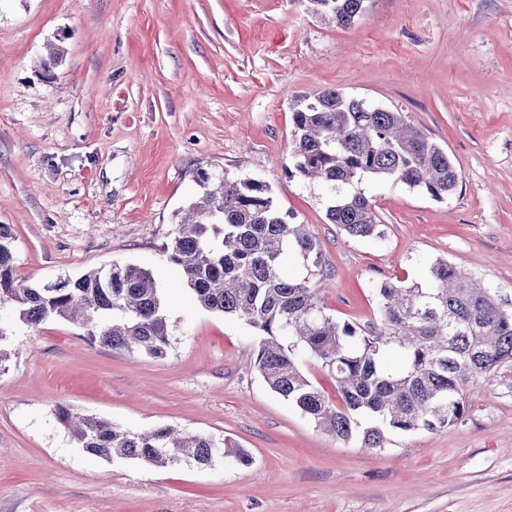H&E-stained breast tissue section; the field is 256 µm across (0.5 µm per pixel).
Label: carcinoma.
Returning a JSON list of instances; mask_svg holds the SVG:
<instances>
[{
  "label": "carcinoma",
  "instance_id": "carcinoma-1",
  "mask_svg": "<svg viewBox=\"0 0 512 512\" xmlns=\"http://www.w3.org/2000/svg\"><path fill=\"white\" fill-rule=\"evenodd\" d=\"M313 17L347 29L367 0H304ZM285 173L319 182L333 200L327 219L352 238L383 241L370 200L342 187L394 180L432 199L448 198L459 173L444 150L403 113L371 107L338 89L301 95L291 105ZM198 193L163 248V256L205 309L244 322L259 337L255 366L267 387L321 431L381 449L387 434L446 428L465 415L470 382L512 363V312L483 282L438 259L423 279L374 288L377 321L362 329L325 311L322 251L304 224H293L248 177L196 170ZM310 274L293 277L288 256ZM13 237L0 225V309L37 327L68 321L87 338L116 350L163 358L172 345L165 301L151 271L133 263L91 269L45 284L15 279ZM315 363L334 381L336 398L312 383L301 365ZM55 415L85 452L111 461L168 466L217 456L249 467V452L227 438L171 426L131 432L59 406Z\"/></svg>",
  "mask_w": 512,
  "mask_h": 512
}]
</instances>
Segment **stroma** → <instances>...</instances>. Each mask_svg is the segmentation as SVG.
<instances>
[{
  "label": "stroma",
  "mask_w": 512,
  "mask_h": 512,
  "mask_svg": "<svg viewBox=\"0 0 512 512\" xmlns=\"http://www.w3.org/2000/svg\"><path fill=\"white\" fill-rule=\"evenodd\" d=\"M61 57L39 67L49 46ZM338 88L404 113L460 180L442 201L366 180L383 246L326 218L288 177L290 104ZM266 182L321 245L320 298L375 322L374 287L448 260L512 310V0H368L353 27L299 0H0V224L25 284L134 263L162 289L166 358L0 312V512H512V364L471 382L463 420L367 450L266 386L242 322L198 306L162 250L197 169ZM134 432L228 437L223 458L156 467L74 447L54 408Z\"/></svg>",
  "instance_id": "stroma-1"
}]
</instances>
